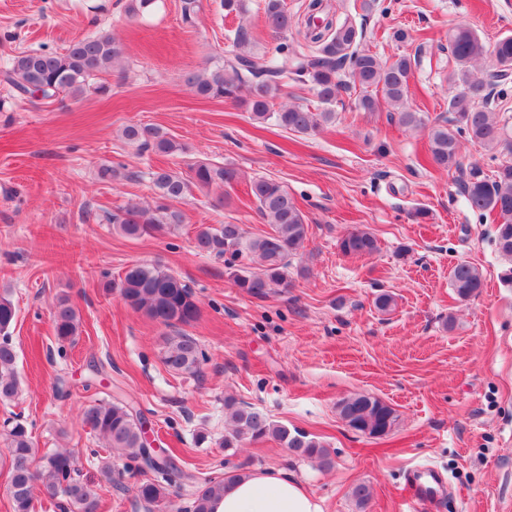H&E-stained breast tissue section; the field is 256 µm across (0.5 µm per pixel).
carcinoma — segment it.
I'll use <instances>...</instances> for the list:
<instances>
[{
    "label": "carcinoma",
    "instance_id": "carcinoma-1",
    "mask_svg": "<svg viewBox=\"0 0 512 512\" xmlns=\"http://www.w3.org/2000/svg\"><path fill=\"white\" fill-rule=\"evenodd\" d=\"M198 13L199 0H182L183 24L195 26ZM263 13L265 26L276 34L287 33L293 25L285 0H264ZM305 38L317 45L316 51H291L288 45L280 44L271 56L258 57L250 51L251 32L240 25L234 31L233 50L228 57L192 74L187 82L202 99L242 103L250 119L259 124L271 123L309 134L333 122L339 97L349 90L345 80L348 76L361 88L355 103L357 110L376 112L384 103L396 111L402 126L413 130L428 128L430 159L444 171L463 172L464 141L491 152L493 160L499 154L512 155V134L496 116V111L502 110L503 91L512 85V35L498 39L489 49L466 25L448 33L447 80L453 88L448 111L452 119L431 126L421 113L407 107L409 78L416 63L411 56L399 54L381 60L363 47L364 28L351 16L337 25L330 19L318 30L308 29ZM490 53L497 55L500 67L478 73V65ZM121 54L120 46L108 33L74 40L61 53L21 51L0 69V85L13 97H69L78 101L90 91L107 90L100 83V75ZM290 81L309 86L318 102L316 110L300 105L275 107L281 87ZM122 138L140 151L173 154L181 150L179 143L151 125H127L122 129ZM151 179L156 189L154 205L130 203L104 217L106 223L128 238L171 232L183 223V214L175 204L186 200L192 188L230 187L238 181L239 172L232 166L198 161L187 176L160 169L152 172ZM460 182L470 208L493 218L496 250L511 264L503 279L512 283V161L498 162L489 176L473 169ZM247 195L257 203L270 231L248 238L238 224L203 227L197 231L194 244L198 251L224 260L234 285L242 292L264 298L276 288L290 286V258L303 246L309 225L288 190L273 180H250ZM339 248L343 255L355 258L369 257L379 250L376 237L362 227L347 231L340 238ZM450 286L460 299H469L484 288L483 275L477 266L459 262L452 268ZM117 288L126 305L164 326H190L199 318L200 307L189 284L158 263L135 262L127 266ZM15 316L12 300L0 297V333L7 332ZM79 323V314L69 298H60L53 312L57 339L62 343L71 341L77 335ZM204 360L199 341L186 333L170 340L163 358L165 366L176 373H196ZM15 361L9 337H1L0 401L11 400L18 394ZM224 407L229 425L223 447L237 448L246 442L271 438L321 468L331 466L330 452L320 440L299 430L292 432L233 398L225 399ZM337 408L350 429L370 438L388 435L396 422L395 410L369 394L343 398ZM81 421L104 439L109 448L127 456L126 468L146 465L161 477L136 487V498L149 512L171 504L168 485L176 477L194 483L190 512H211L213 499L241 477L230 471L218 481L197 482L178 468L170 456V467H156L144 446L141 414L122 399L82 407ZM3 439L7 447L3 463L9 473L6 491L13 512H34V491L38 487L52 497L63 496V512H99V496L91 485L77 478L72 452L50 455L38 469L34 467L36 448L32 433L21 420L5 421Z\"/></svg>",
    "mask_w": 512,
    "mask_h": 512
}]
</instances>
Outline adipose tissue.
Listing matches in <instances>:
<instances>
[{"instance_id": "ef3b65f1", "label": "adipose tissue", "mask_w": 512, "mask_h": 512, "mask_svg": "<svg viewBox=\"0 0 512 512\" xmlns=\"http://www.w3.org/2000/svg\"><path fill=\"white\" fill-rule=\"evenodd\" d=\"M213 512H322L314 494L285 472L258 470L240 478L213 503Z\"/></svg>"}]
</instances>
